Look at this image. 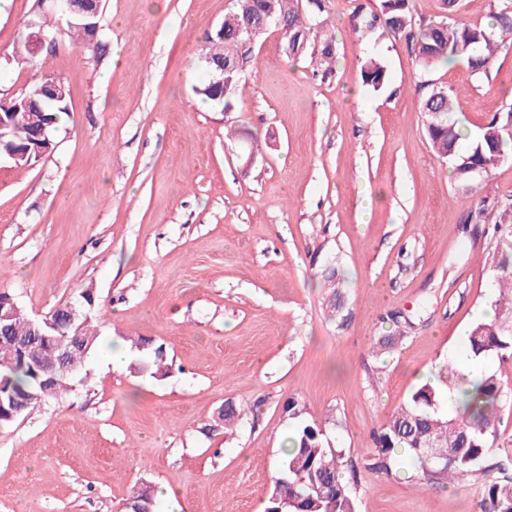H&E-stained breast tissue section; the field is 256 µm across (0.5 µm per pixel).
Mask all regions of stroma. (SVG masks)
Wrapping results in <instances>:
<instances>
[{
	"label": "stroma",
	"instance_id": "1",
	"mask_svg": "<svg viewBox=\"0 0 512 512\" xmlns=\"http://www.w3.org/2000/svg\"><path fill=\"white\" fill-rule=\"evenodd\" d=\"M326 0L333 75L258 41L231 110L202 102L199 54L230 0H103L106 52L58 33L12 60L39 0H0V94L35 75L70 88L58 145L39 162L0 161V293L33 316L93 289L102 344L86 382L0 430V512H120L141 483L170 487L157 512H264L288 435V401L361 464L373 431L452 360L493 373L505 398L491 460L512 469V358L474 361L472 323L495 290L494 253L512 160L460 183L432 151L411 42L355 30L356 6ZM388 83L363 86L366 56ZM468 130L512 103V50L466 85ZM251 129L259 148L230 138ZM343 278L326 307L327 269ZM412 325L401 328L400 318ZM383 336L398 337L381 348ZM163 347V378L112 369L125 338ZM255 408L224 431L225 402ZM478 485L421 483L399 464L361 472L358 512H476Z\"/></svg>",
	"mask_w": 512,
	"mask_h": 512
}]
</instances>
